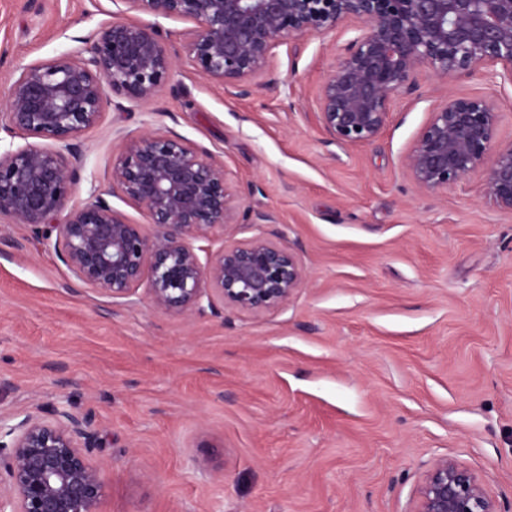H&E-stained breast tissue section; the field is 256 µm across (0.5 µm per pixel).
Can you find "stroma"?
<instances>
[{
	"mask_svg": "<svg viewBox=\"0 0 512 512\" xmlns=\"http://www.w3.org/2000/svg\"><path fill=\"white\" fill-rule=\"evenodd\" d=\"M137 17L128 0H0V121L20 67ZM160 26L170 78L81 136L68 207L109 189L125 137L179 136L223 162L253 214L201 247L284 243L304 286L264 313L166 314L147 285L85 287L30 228L0 223V412H91L100 512H413L442 458L512 512V212L482 173L432 195L402 165L450 96L493 102L511 142L512 84L420 69L381 136L342 147L317 98L359 20L276 44L246 95L200 76L185 22Z\"/></svg>",
	"mask_w": 512,
	"mask_h": 512,
	"instance_id": "1",
	"label": "stroma"
}]
</instances>
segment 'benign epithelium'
<instances>
[{"label": "benign epithelium", "mask_w": 512, "mask_h": 512, "mask_svg": "<svg viewBox=\"0 0 512 512\" xmlns=\"http://www.w3.org/2000/svg\"><path fill=\"white\" fill-rule=\"evenodd\" d=\"M154 21H113L89 38L86 54L23 66L8 99L7 132L25 144L0 151V221L40 234L84 285L114 298L142 281L162 313L202 314L219 301L231 311L279 308L304 285L285 244L264 236L222 243L202 258L194 241L236 221L243 192L224 164L175 136L127 139L112 163L110 193L142 209L132 224L93 192L62 224L76 141L95 127L111 98L153 100L174 60L160 19L193 27L186 49L199 73L243 95L268 67L272 47L291 35L363 29L324 79L319 120L329 140L367 145L386 127L395 97L416 87L423 67L442 78L500 67L512 83V0H128ZM498 112L485 99L450 96L432 112L403 165L415 185L438 193L485 170L486 192L512 212V142L496 143ZM51 144H46V141ZM92 418L70 410L0 414V512H99L100 465ZM414 512H496L475 475L438 460Z\"/></svg>", "instance_id": "obj_1"}]
</instances>
